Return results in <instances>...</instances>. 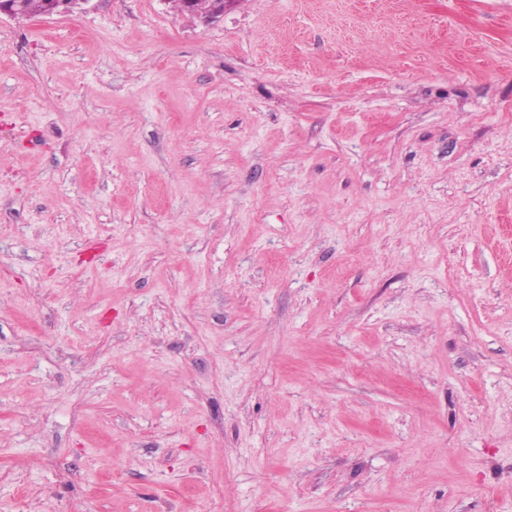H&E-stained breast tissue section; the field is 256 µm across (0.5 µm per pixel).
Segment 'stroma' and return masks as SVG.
Instances as JSON below:
<instances>
[{"mask_svg": "<svg viewBox=\"0 0 512 512\" xmlns=\"http://www.w3.org/2000/svg\"><path fill=\"white\" fill-rule=\"evenodd\" d=\"M0 512H512V0L0 15Z\"/></svg>", "mask_w": 512, "mask_h": 512, "instance_id": "35a3bbf8", "label": "stroma"}]
</instances>
